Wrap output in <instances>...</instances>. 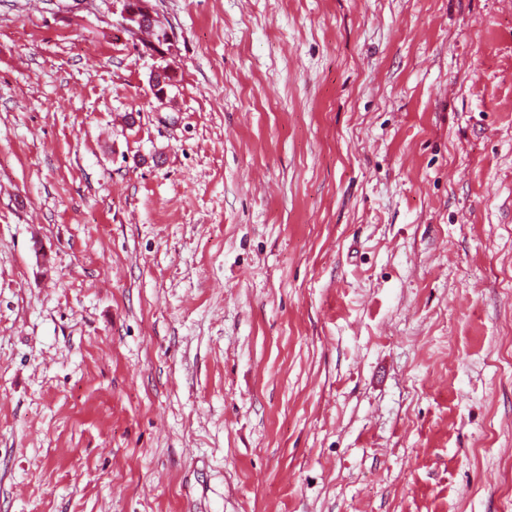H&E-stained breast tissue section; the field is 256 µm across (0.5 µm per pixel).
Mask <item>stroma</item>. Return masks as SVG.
<instances>
[{
	"mask_svg": "<svg viewBox=\"0 0 512 512\" xmlns=\"http://www.w3.org/2000/svg\"><path fill=\"white\" fill-rule=\"evenodd\" d=\"M153 4L0 0V512H512V0ZM122 2V10H121V31L127 34L131 39H135L138 37L139 32L146 33L152 39L156 40V44H161L163 34L156 27H153L150 23L144 24L145 20H150L153 25H159L163 28H166V38H167V49L161 51L160 53L146 48V52L151 55H156L160 57L172 56L177 53V37L173 30L163 26L161 23V19L157 15L153 5L151 4V0H136V1H127L123 0ZM135 3L134 6H130L129 3ZM161 20V21H160ZM144 24V25H143ZM143 25V26H142ZM142 26V28H141ZM141 28V30H140Z\"/></svg>",
	"mask_w": 512,
	"mask_h": 512,
	"instance_id": "1",
	"label": "stroma"
}]
</instances>
